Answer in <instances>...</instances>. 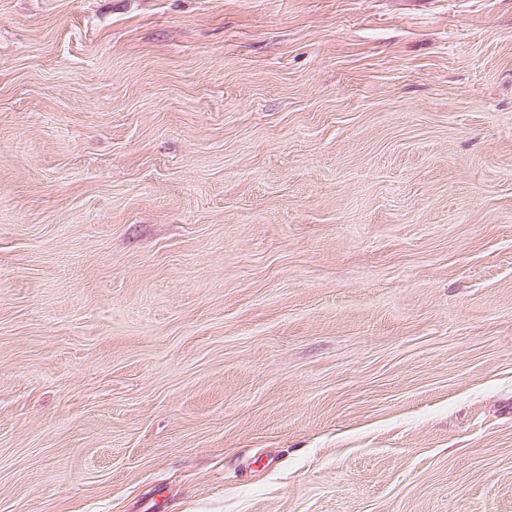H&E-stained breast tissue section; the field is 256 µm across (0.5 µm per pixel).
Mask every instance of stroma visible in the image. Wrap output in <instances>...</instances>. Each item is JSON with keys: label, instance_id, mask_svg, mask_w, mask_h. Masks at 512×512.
<instances>
[{"label": "stroma", "instance_id": "1", "mask_svg": "<svg viewBox=\"0 0 512 512\" xmlns=\"http://www.w3.org/2000/svg\"><path fill=\"white\" fill-rule=\"evenodd\" d=\"M0 512H512V0H0Z\"/></svg>", "mask_w": 512, "mask_h": 512}]
</instances>
